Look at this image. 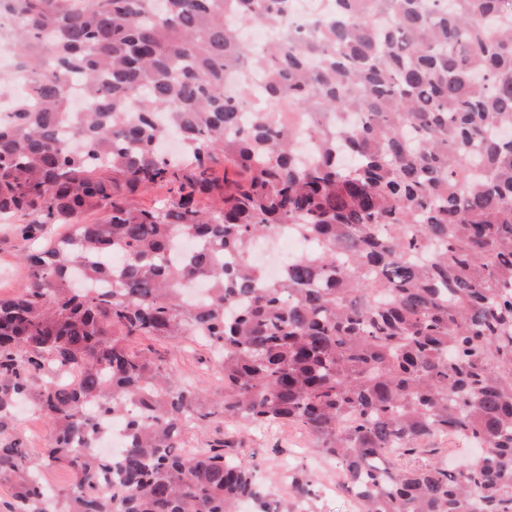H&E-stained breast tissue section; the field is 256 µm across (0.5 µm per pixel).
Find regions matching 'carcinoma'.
Returning a JSON list of instances; mask_svg holds the SVG:
<instances>
[{
	"label": "carcinoma",
	"instance_id": "obj_1",
	"mask_svg": "<svg viewBox=\"0 0 512 512\" xmlns=\"http://www.w3.org/2000/svg\"><path fill=\"white\" fill-rule=\"evenodd\" d=\"M293 2L0 0L30 80L0 116V219L72 226L0 299V512H282L225 443L179 448L216 415L304 427L362 512H512V0H330L315 32ZM253 25L275 33L265 81L229 92ZM285 229L314 249L267 278L254 245ZM196 280L213 293L190 305ZM139 337L202 343L223 395ZM31 399L55 431L36 454ZM111 417L122 448L80 452ZM437 435L482 455L419 460ZM51 466L72 484L50 490ZM289 487L313 501L311 477Z\"/></svg>",
	"mask_w": 512,
	"mask_h": 512
}]
</instances>
